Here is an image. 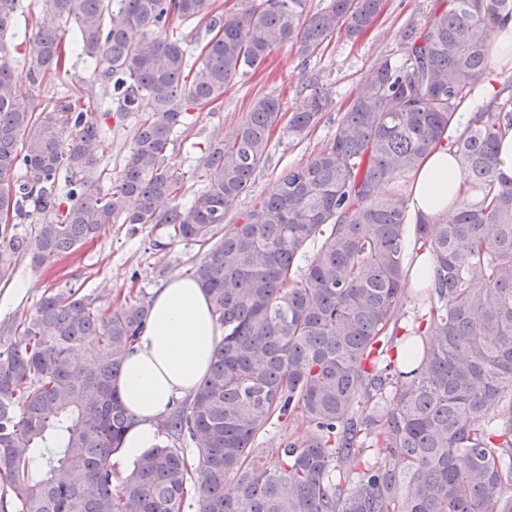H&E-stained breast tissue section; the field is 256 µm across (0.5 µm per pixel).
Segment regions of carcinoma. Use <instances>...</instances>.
<instances>
[{"label":"carcinoma","instance_id":"obj_1","mask_svg":"<svg viewBox=\"0 0 512 512\" xmlns=\"http://www.w3.org/2000/svg\"><path fill=\"white\" fill-rule=\"evenodd\" d=\"M449 2L403 31L401 62L376 61L333 139L232 224L281 102L257 97L192 170L168 153L185 113L221 104L284 44L308 59L338 31L361 37L384 0L315 12L308 0L224 11L218 0H46L26 79L40 88L75 53L97 90L56 101L38 123L17 98L7 41L21 3L0 0V282L16 258L39 270L109 224H160L207 247L192 274L223 331L196 393L158 421L166 441L115 487L112 456L131 425L116 380L149 302L45 297L18 321L21 339L0 342V512H185L192 486L197 512H512V184L496 179L512 96L471 100L512 0ZM191 20L209 35L196 54L178 34ZM331 104L314 87L288 135H307ZM132 115L112 175L108 121ZM444 141L463 192L411 224L406 180ZM195 179L205 186L185 202ZM411 237L434 265L419 289L424 329L400 328ZM274 417L305 431L270 456L254 442Z\"/></svg>","mask_w":512,"mask_h":512}]
</instances>
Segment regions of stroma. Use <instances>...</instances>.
<instances>
[{
    "label": "stroma",
    "mask_w": 512,
    "mask_h": 512,
    "mask_svg": "<svg viewBox=\"0 0 512 512\" xmlns=\"http://www.w3.org/2000/svg\"><path fill=\"white\" fill-rule=\"evenodd\" d=\"M43 0H23L17 17L11 56L18 72H25L35 42L31 13L40 11ZM446 0H385L380 19L363 36L353 39L339 32L328 38L318 54L303 59L290 45L273 51L256 73L234 80L224 92L220 108L194 110L186 115L170 147L173 162L194 168L204 155L212 135H225L248 114L256 96H277L284 113L302 109L310 93L309 81H317L332 99V106L308 136L295 139L284 128L271 136L268 159L229 216L243 218L261 199L270 196L289 167L305 162L336 134L338 122L352 97L360 91L382 57L399 61L403 55L400 31L407 23L424 24L435 11L445 9ZM91 72L81 58L71 57L66 75L33 90L27 80L18 84L20 99L50 105L69 90L90 83ZM204 257L192 242L171 241L163 227L151 224H111L94 241L60 257L41 270L28 260H16L9 283L0 282V330L9 329L24 314L35 310L50 292L76 288L100 305L128 291L152 298L156 288L174 276L190 275ZM24 281L30 288L21 300L11 295L13 283Z\"/></svg>",
    "instance_id": "stroma-1"
}]
</instances>
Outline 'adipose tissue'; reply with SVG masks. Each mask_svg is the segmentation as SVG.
<instances>
[{
    "mask_svg": "<svg viewBox=\"0 0 512 512\" xmlns=\"http://www.w3.org/2000/svg\"><path fill=\"white\" fill-rule=\"evenodd\" d=\"M462 191L453 149L433 146L411 181L414 213L433 216L447 210ZM221 331L199 284L177 276L158 288L138 342L127 353L118 388L132 424L122 443L133 459L159 444L157 422L177 401L190 398L206 375Z\"/></svg>",
    "mask_w": 512,
    "mask_h": 512,
    "instance_id": "adipose-tissue-1",
    "label": "adipose tissue"
}]
</instances>
